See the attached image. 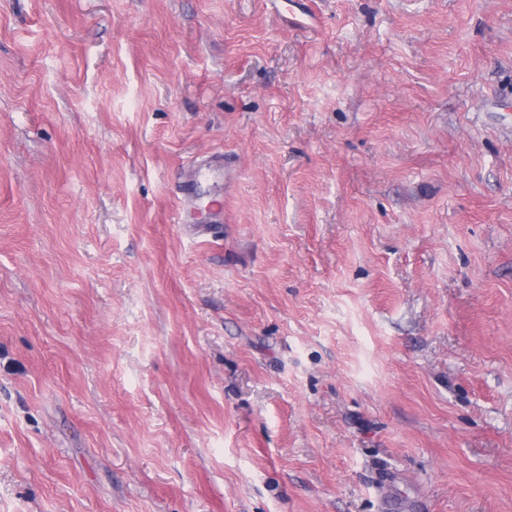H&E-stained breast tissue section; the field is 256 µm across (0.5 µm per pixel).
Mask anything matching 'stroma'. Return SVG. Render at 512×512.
<instances>
[{"instance_id": "stroma-1", "label": "stroma", "mask_w": 512, "mask_h": 512, "mask_svg": "<svg viewBox=\"0 0 512 512\" xmlns=\"http://www.w3.org/2000/svg\"><path fill=\"white\" fill-rule=\"evenodd\" d=\"M0 512H512V0H0Z\"/></svg>"}]
</instances>
